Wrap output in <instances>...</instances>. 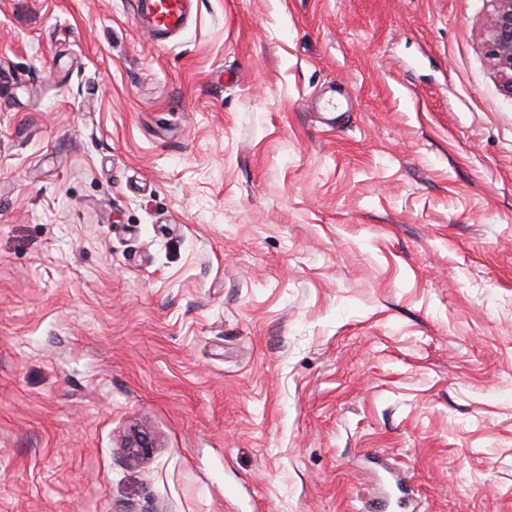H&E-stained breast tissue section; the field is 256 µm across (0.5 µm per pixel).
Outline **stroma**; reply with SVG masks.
<instances>
[{"mask_svg":"<svg viewBox=\"0 0 512 512\" xmlns=\"http://www.w3.org/2000/svg\"><path fill=\"white\" fill-rule=\"evenodd\" d=\"M134 9L0 0V512H512L493 0ZM189 0H152L149 5V27L152 36L172 35L188 23Z\"/></svg>","mask_w":512,"mask_h":512,"instance_id":"35a3bbf8","label":"stroma"}]
</instances>
